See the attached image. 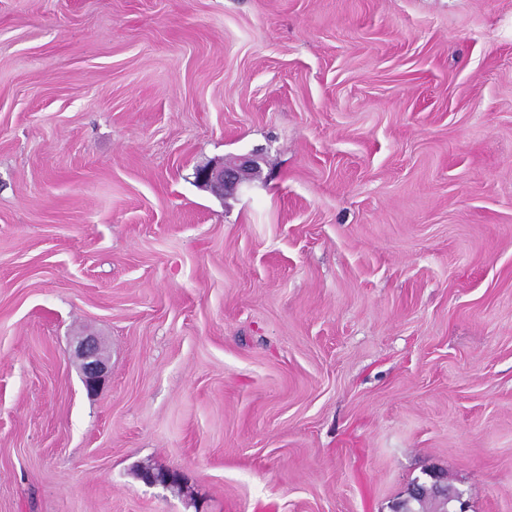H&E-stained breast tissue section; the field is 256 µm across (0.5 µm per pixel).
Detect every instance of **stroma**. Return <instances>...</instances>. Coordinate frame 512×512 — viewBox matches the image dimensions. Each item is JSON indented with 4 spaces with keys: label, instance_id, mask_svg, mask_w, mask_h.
Returning <instances> with one entry per match:
<instances>
[{
    "label": "stroma",
    "instance_id": "1",
    "mask_svg": "<svg viewBox=\"0 0 512 512\" xmlns=\"http://www.w3.org/2000/svg\"><path fill=\"white\" fill-rule=\"evenodd\" d=\"M430 470L512 512V0H0V512ZM259 162L256 155L242 156L234 166L224 167L222 164L201 168L196 171V179L200 185L215 190H234L258 169ZM78 356L83 360V381L88 392L100 387L106 373V362L97 340L92 336L83 338L78 346Z\"/></svg>",
    "mask_w": 512,
    "mask_h": 512
}]
</instances>
